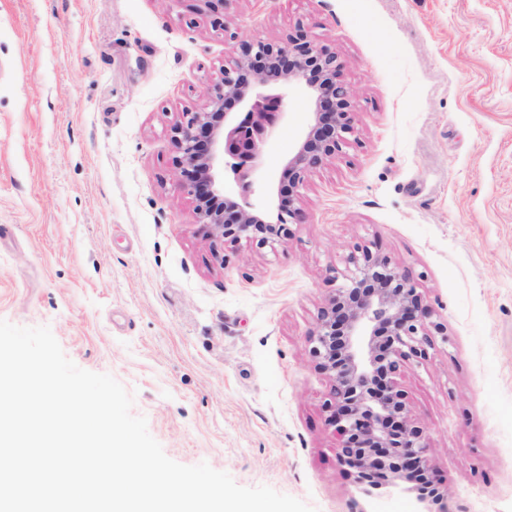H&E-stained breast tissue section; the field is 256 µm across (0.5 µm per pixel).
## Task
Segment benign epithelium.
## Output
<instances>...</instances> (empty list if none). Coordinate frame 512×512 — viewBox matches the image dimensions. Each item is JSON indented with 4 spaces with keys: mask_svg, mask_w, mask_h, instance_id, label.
<instances>
[{
    "mask_svg": "<svg viewBox=\"0 0 512 512\" xmlns=\"http://www.w3.org/2000/svg\"><path fill=\"white\" fill-rule=\"evenodd\" d=\"M340 70L336 54L316 47L302 29L284 45L238 42L204 103L178 113L173 125L178 181L193 199L195 223L231 243L244 239L264 247L288 237L290 220L301 217L296 203L306 173L354 133L351 91ZM292 90L306 95L311 119L281 170L280 182L290 190L285 196L277 189L267 208L255 210L224 193L226 173L244 194L259 180L263 149L281 125ZM229 101L240 111H226ZM349 263L345 284L327 300L309 337L313 358L333 381L338 461L354 470L368 499L415 491V512H451L436 487L429 445L409 425L395 383L403 363L423 355L428 305L417 283L387 258L358 247Z\"/></svg>",
    "mask_w": 512,
    "mask_h": 512,
    "instance_id": "7a95c632",
    "label": "benign epithelium"
}]
</instances>
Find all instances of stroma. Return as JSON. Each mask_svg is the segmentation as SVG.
Here are the masks:
<instances>
[{"mask_svg": "<svg viewBox=\"0 0 512 512\" xmlns=\"http://www.w3.org/2000/svg\"><path fill=\"white\" fill-rule=\"evenodd\" d=\"M0 0V319L133 394L170 459L351 512L308 335L355 247L431 309L398 378L451 512H512V0ZM336 52L355 133L259 248L197 224L172 127L235 39ZM308 120L293 93L261 158Z\"/></svg>", "mask_w": 512, "mask_h": 512, "instance_id": "obj_1", "label": "stroma"}]
</instances>
